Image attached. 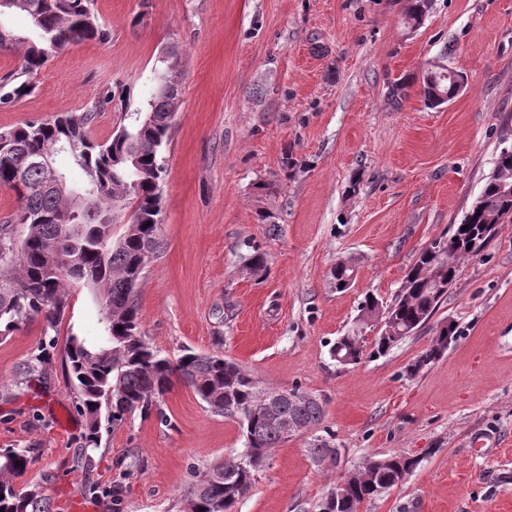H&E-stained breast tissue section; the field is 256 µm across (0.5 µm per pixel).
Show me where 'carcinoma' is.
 <instances>
[{
	"label": "carcinoma",
	"mask_w": 512,
	"mask_h": 512,
	"mask_svg": "<svg viewBox=\"0 0 512 512\" xmlns=\"http://www.w3.org/2000/svg\"><path fill=\"white\" fill-rule=\"evenodd\" d=\"M0 16L23 13L31 18L37 38L26 40L0 26V48L22 46L20 68L0 76V107H10L35 90L33 78L55 56L85 42L105 43L107 30L99 22L95 0H8ZM432 0H409L407 17L421 22ZM448 75L438 72L433 85L423 84L425 101L438 105L431 90L450 92ZM181 84L165 89L154 86L141 108L125 113V123L98 141L91 135L97 114L112 104V93L99 94L83 112L54 118L29 119L19 126L0 129V187L15 192L18 207L0 224V340L20 325L37 317L45 323L38 353L20 370L18 382L44 379L52 369L51 351L57 347L56 331L69 303V289L82 284L95 292L100 328L96 335L71 333L63 353L68 378L76 391L74 409L85 421L83 442L75 449L77 466L89 473L92 453L100 445L102 410L114 427L126 417L150 412L173 381L188 386L214 414L239 423L246 456L254 464L242 469L240 458L203 473L190 487L180 512H232L252 485L255 472L271 450L283 443L278 430L264 417L265 404L277 401L278 416L295 422L304 431L324 416L319 400H288V392L261 388L239 363L220 354H200L191 349L172 359L150 346L141 335L139 288L145 259L159 248L161 223L160 185L166 171L162 155L173 126ZM140 112L152 113L149 124L135 121ZM57 143L70 144L78 158L74 163L91 190L87 205L97 214L90 220L83 211L73 224L60 218L72 211L68 194L44 186L42 168L34 158ZM122 198L131 210L129 222H112L114 201ZM512 214V153L499 151L480 195L447 239L425 246L409 269L405 282L388 305L372 295L365 298L359 316L373 318L380 311L394 321L395 335L375 336L377 352L385 353L402 339L426 326L439 309L459 271L458 261L478 255L488 239L483 225L500 224ZM26 225L24 237L15 236L14 225ZM473 241L475 249L467 248ZM457 339L453 323L436 331L429 347L408 372L418 373L443 356ZM339 363H357L363 355L360 334L351 330L331 348ZM315 462L336 464L337 451L325 441L311 448ZM38 461L27 448L0 449V512H48L43 486L24 480ZM377 472L357 469L349 477L343 497L335 502L322 498L318 512H359L362 504L403 482L417 466L401 453L379 458ZM83 494L109 495L118 501L124 485L115 481L103 487L84 483Z\"/></svg>",
	"instance_id": "carcinoma-1"
}]
</instances>
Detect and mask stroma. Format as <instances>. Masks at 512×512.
I'll list each match as a JSON object with an SVG mask.
<instances>
[{"label":"stroma","instance_id":"stroma-1","mask_svg":"<svg viewBox=\"0 0 512 512\" xmlns=\"http://www.w3.org/2000/svg\"><path fill=\"white\" fill-rule=\"evenodd\" d=\"M95 9L108 42L52 59L32 95L0 108V129L129 90L92 128L107 139L148 95L161 47L178 46L182 91L141 332L173 358L187 347L224 354L260 385L300 389L325 410L272 449L235 512H313L367 458L394 452L416 458L415 470L360 512H512V219L461 262L434 316L455 323L458 338L433 365L408 373L430 326L380 355L366 341L356 364L330 354L366 295L391 301L420 250L451 234L502 143L512 144V0H432L413 29L407 0H96ZM438 59L467 87L430 108L420 82ZM262 211L273 223H259ZM257 252L266 266L253 275L245 266ZM340 260L354 271L342 292L330 286ZM98 319L92 291L71 289L58 341L95 335ZM43 328L37 318L0 340V381L11 385L0 448L37 447L27 478L42 483L51 512L82 499L85 477L121 479L116 463L131 456L141 467L121 479V500L96 499L94 512H179L198 475L243 452L238 423L177 382L149 414L104 429L84 473L73 459L84 426L62 358L43 381L12 382ZM57 406L72 414L69 431ZM324 437L335 465L310 455Z\"/></svg>","mask_w":512,"mask_h":512}]
</instances>
